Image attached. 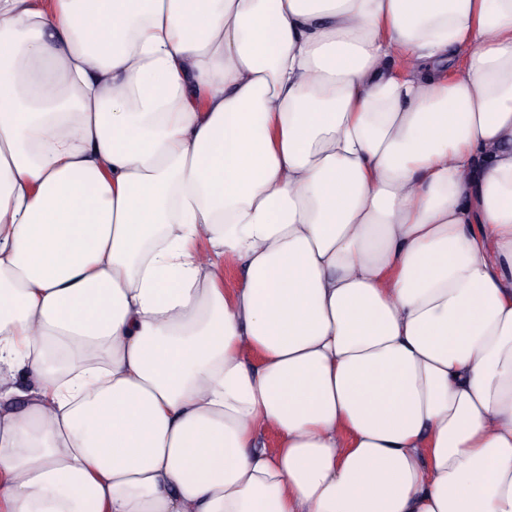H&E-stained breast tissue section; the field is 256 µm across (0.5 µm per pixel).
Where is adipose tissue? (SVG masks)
Segmentation results:
<instances>
[{
    "instance_id": "ef3b65f1",
    "label": "adipose tissue",
    "mask_w": 512,
    "mask_h": 512,
    "mask_svg": "<svg viewBox=\"0 0 512 512\" xmlns=\"http://www.w3.org/2000/svg\"><path fill=\"white\" fill-rule=\"evenodd\" d=\"M0 512H512V0H0Z\"/></svg>"
}]
</instances>
